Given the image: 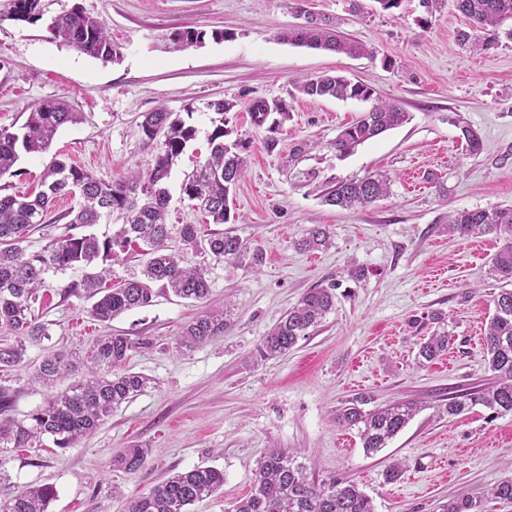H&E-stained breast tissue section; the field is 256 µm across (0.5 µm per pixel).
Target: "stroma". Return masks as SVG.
Segmentation results:
<instances>
[{"instance_id":"obj_1","label":"stroma","mask_w":512,"mask_h":512,"mask_svg":"<svg viewBox=\"0 0 512 512\" xmlns=\"http://www.w3.org/2000/svg\"><path fill=\"white\" fill-rule=\"evenodd\" d=\"M359 2L362 12L353 13L347 0H308L312 11L340 17L342 31L375 48L371 59L279 41L278 32L298 22L292 0H41L45 18L34 24L14 20V0H0V130L18 131L44 100H64L77 114L49 153L21 156L0 177L1 196L37 192L55 153L104 181L146 169L155 152L143 141L144 113L189 108L196 136L168 180L167 221L204 223L182 184L208 155L210 103L227 101L229 130L251 144L226 228L264 254L256 267L203 260L213 299L230 308V325L185 353L175 340L201 303L159 290L152 305L105 327L88 317L91 299L65 291L83 270L46 274L45 297L34 309L50 337L27 346L13 384L16 412L45 400L46 389L31 377L45 355L86 347L106 330L136 341L127 366L152 380L74 447L12 452L15 486L55 487L49 512H127L133 499L198 466L223 470L224 488L193 512H226L249 493L257 463L272 447L300 451L315 478L355 482L375 512H441L454 496L512 478V414L495 418L477 405L440 420L432 411L439 400L494 380L483 336L494 309L490 294L500 286L490 263L501 243L492 235L449 236L444 218L512 207V20L492 29L483 51L462 43L470 25L454 6L430 17L419 0L389 12L374 0ZM76 8L105 24L120 62L52 38L46 19ZM190 22L225 37L176 48L170 35ZM317 74L368 85L408 121L338 157L332 141L369 105L300 93L299 82ZM258 99L289 108L272 152L264 147L267 130L254 127L247 112ZM465 126L480 137L479 153L469 152ZM301 142L308 150L289 161ZM377 172L390 180L388 196L354 210L326 204L337 182ZM77 204L61 199L26 232V251L71 233L63 215ZM315 224L330 226L332 245L297 250L295 241ZM352 265L364 268L363 280L348 276ZM334 280L335 311L286 355L261 360L262 339L281 315L309 288ZM441 327L450 336L447 351L419 366L420 343ZM361 394L378 405L416 399L425 408L387 448L368 455L355 430L336 422L338 409ZM134 444L150 448L145 465L132 474L113 468V455ZM394 466L400 472L388 478Z\"/></svg>"}]
</instances>
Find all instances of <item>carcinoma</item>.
Here are the masks:
<instances>
[{
  "label": "carcinoma",
  "mask_w": 512,
  "mask_h": 512,
  "mask_svg": "<svg viewBox=\"0 0 512 512\" xmlns=\"http://www.w3.org/2000/svg\"><path fill=\"white\" fill-rule=\"evenodd\" d=\"M455 8L471 24L472 32L462 40L482 49L489 45L484 33L512 18V0H454ZM293 9L305 22L279 33L294 46L343 53L351 57L372 56L375 50L348 34L336 30L326 17L308 10L306 0H293ZM15 19L37 22L43 19L40 0H15ZM53 37L79 53L107 63L120 61L119 48L108 36L103 23L78 9L60 14L47 23ZM224 39V32L207 31L197 25L185 26L170 35L180 48L201 45L206 37ZM298 90L311 97L369 101L368 86L343 76L319 75L300 83ZM209 107L219 115L209 136L210 153L182 184V192L213 224L230 218L233 191L247 168L249 140L225 141L229 135L224 114L234 105L214 102ZM253 125L263 126L276 114L268 131L288 120L287 105L259 99L248 106ZM409 118L398 106L375 101L354 123L345 127L331 142L340 156L352 153L364 142L393 129ZM76 120L60 100L44 101L32 107L20 132L0 130V177L11 170L23 154L48 150L58 130ZM141 130L146 146L156 150L154 164L145 171H129L109 182L100 180L67 161L54 157L46 165L40 190L33 195L0 197V330L14 340L0 342V487L10 486V452L18 448H40L50 438L55 447L71 448L97 431L122 404L143 394L151 379L126 367L136 343L123 334L96 337L83 353L57 351L45 356L33 378L53 392L42 405L27 413H14L15 391L8 382L21 368L26 343L49 338L47 324L33 319L31 304L36 302L50 270L83 268L84 278L68 286V292L83 290L94 299L89 315L104 324L126 311L151 305V285L159 284L181 299L206 304V309L186 324L177 338V348L192 350L224 334L228 306L211 302L207 267L189 265L184 254L211 255L231 263L259 265L262 249L230 232L204 233L198 224L177 228L180 251L168 246L172 227L167 224L170 194L166 185L173 166L187 144L195 138V128L180 115L161 106L144 114ZM77 192L78 207L67 212L68 224L87 227L102 217L117 214L121 227L103 238L93 233L68 234L28 254L22 246L23 233L44 223L55 202ZM390 181L381 174L342 181L326 194L325 202L344 209L365 207L389 194ZM448 235L468 238L493 235L504 240L492 259L498 280L512 282V208L461 210L448 213ZM147 247L149 259L140 275L115 286L106 285L110 270L96 269L98 261L119 257L136 245ZM332 245L331 231L315 224L295 242L299 250H325ZM336 283L309 289L296 306L282 315L264 337L260 354L265 359L280 357L293 349L310 330L319 326L336 309ZM494 313L484 336L486 357L495 374L492 385L476 392L450 396L434 405L436 415L455 418L470 406L481 404L495 416L512 414V289L501 288L493 296ZM448 350V332H435L418 348L417 364L433 362ZM371 398L357 396L338 410L337 422L354 428L368 454L387 447L423 408L416 401H401L367 410ZM150 449L125 448L113 458V466L134 473L144 466ZM224 486V472L214 467H195L177 473L149 493L133 500L128 512H191L190 506L211 497ZM56 490L48 484H29L0 497V512H49ZM512 507V479L474 496L464 494L443 506L442 512H483L485 503ZM228 512H374L369 498L357 485L341 477L329 476L319 482L307 476L306 465L292 449L270 448L254 473L250 493L234 502Z\"/></svg>",
  "instance_id": "obj_1"
}]
</instances>
